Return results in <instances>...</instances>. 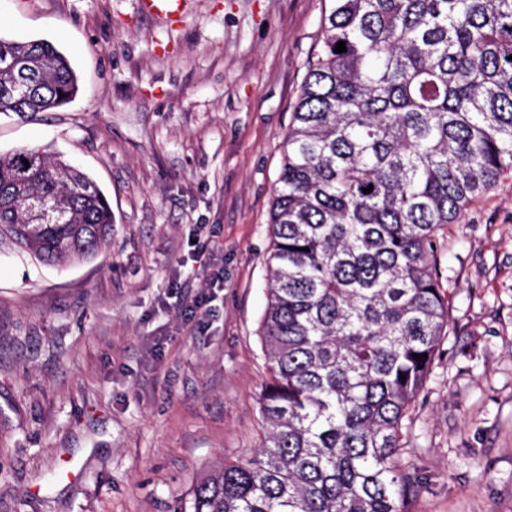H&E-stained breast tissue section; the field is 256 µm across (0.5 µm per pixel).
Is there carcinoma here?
Segmentation results:
<instances>
[{"label": "carcinoma", "mask_w": 512, "mask_h": 512, "mask_svg": "<svg viewBox=\"0 0 512 512\" xmlns=\"http://www.w3.org/2000/svg\"><path fill=\"white\" fill-rule=\"evenodd\" d=\"M511 55L512 0H332L269 212L265 443L174 512H412L405 421L452 330L437 232L512 170ZM78 90L52 43L0 38V113L51 112ZM32 201L61 218L40 223ZM112 224L62 157L0 155L1 245L85 260Z\"/></svg>", "instance_id": "cac0c4a2"}]
</instances>
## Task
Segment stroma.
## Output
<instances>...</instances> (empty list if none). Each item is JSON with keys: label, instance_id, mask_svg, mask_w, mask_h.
I'll return each instance as SVG.
<instances>
[{"label": "stroma", "instance_id": "stroma-1", "mask_svg": "<svg viewBox=\"0 0 512 512\" xmlns=\"http://www.w3.org/2000/svg\"><path fill=\"white\" fill-rule=\"evenodd\" d=\"M330 0H0V37L70 60L66 107L0 114V154L37 147L98 184L114 216L94 257L0 247V512H173L259 447L269 211L291 112ZM224 291H204L189 241ZM454 332L408 431L414 512H512V177L439 238ZM183 0H140V5L149 14L176 19L181 12ZM206 277L209 284L208 294L196 295L189 302L185 301L181 296H179L178 292L173 289L175 294L173 297L176 298V302L179 301L180 306L185 308V310L189 311L191 314H203L207 312L208 306L212 302V297L217 293L224 291V272L222 270L210 272Z\"/></svg>", "mask_w": 512, "mask_h": 512}]
</instances>
